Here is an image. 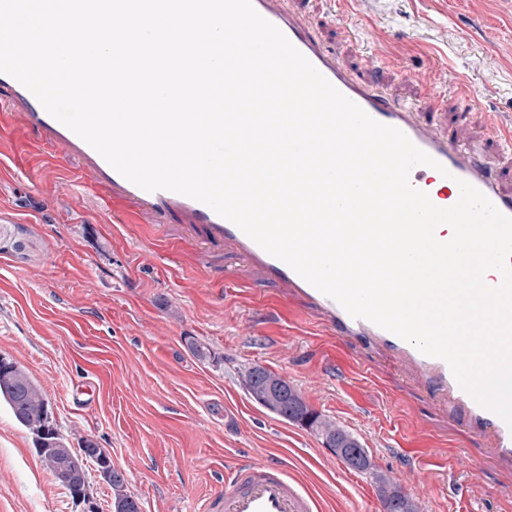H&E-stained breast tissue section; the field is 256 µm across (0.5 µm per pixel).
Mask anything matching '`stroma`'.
<instances>
[{
  "label": "stroma",
  "mask_w": 512,
  "mask_h": 512,
  "mask_svg": "<svg viewBox=\"0 0 512 512\" xmlns=\"http://www.w3.org/2000/svg\"><path fill=\"white\" fill-rule=\"evenodd\" d=\"M307 34L358 79L418 106L477 145L512 190V0H287ZM379 47L386 65L366 70ZM429 72L439 100L413 83ZM75 165L0 172V355L46 395L71 447L96 440L141 512H199L226 467L288 464L324 512H384L369 474L350 470L310 430L255 403L237 369L258 364L354 433L390 479L428 465L431 490L403 486L420 512H512V470L467 419L444 412L395 360L333 335L300 298L188 218L125 223ZM221 363L198 360L189 339ZM92 384L76 406L74 385ZM89 468L73 499L44 469L33 435L0 407V512H111Z\"/></svg>",
  "instance_id": "obj_1"
}]
</instances>
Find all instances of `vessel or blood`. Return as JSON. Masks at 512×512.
<instances>
[{
	"mask_svg": "<svg viewBox=\"0 0 512 512\" xmlns=\"http://www.w3.org/2000/svg\"><path fill=\"white\" fill-rule=\"evenodd\" d=\"M252 4L343 95L374 120L400 129L436 160V167H415L409 177L411 185L421 191H428L431 183L441 184V191L428 192L434 205L453 206L460 195L458 183L463 180L484 194L503 215L512 217V192L503 190L498 177L473 150L455 144L451 135L439 131L417 109L390 101L375 84L350 77L337 66L330 53L306 37L303 25L282 8L280 0H252ZM0 104L5 107L0 113V125L9 122L25 127L36 146L48 148V160L72 161L78 169L92 173L107 205L120 204L134 213L155 216L173 209L181 211L194 225L204 228L210 241L232 243L250 263L259 265L285 290L304 297L322 324L337 335L355 339L375 353L403 363L415 379L433 386L444 406L462 412L485 437L498 462L512 468V426L462 388L444 360L421 353L411 343L368 320L351 317L338 302L268 254L208 205L167 190H142L53 118L26 87L4 73H0ZM319 509L320 501L315 493L301 487L287 467L269 460H254L229 468L221 490L212 494L204 505V512H319Z\"/></svg>",
	"mask_w": 512,
	"mask_h": 512,
	"instance_id": "vessel-or-blood-1",
	"label": "vessel or blood"
}]
</instances>
